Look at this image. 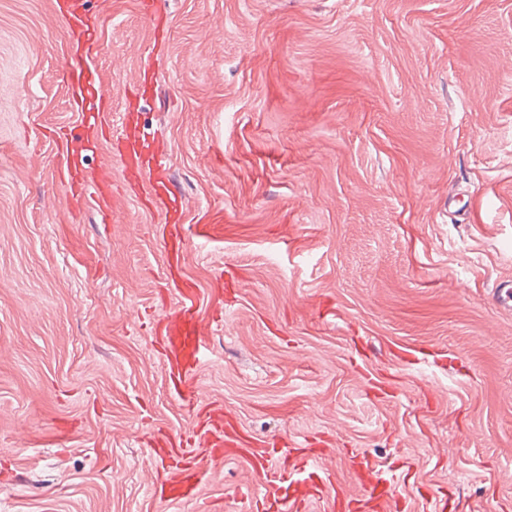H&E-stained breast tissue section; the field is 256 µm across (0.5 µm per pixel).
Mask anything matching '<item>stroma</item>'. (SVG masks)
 <instances>
[{
  "label": "stroma",
  "instance_id": "stroma-1",
  "mask_svg": "<svg viewBox=\"0 0 512 512\" xmlns=\"http://www.w3.org/2000/svg\"><path fill=\"white\" fill-rule=\"evenodd\" d=\"M84 2L108 224L57 166L73 35L0 0V512H255L242 457L148 493L214 409L328 450L309 512H512V0H158L159 37L140 0ZM129 121L179 224L134 192ZM186 287L214 323L191 408L160 346Z\"/></svg>",
  "mask_w": 512,
  "mask_h": 512
}]
</instances>
